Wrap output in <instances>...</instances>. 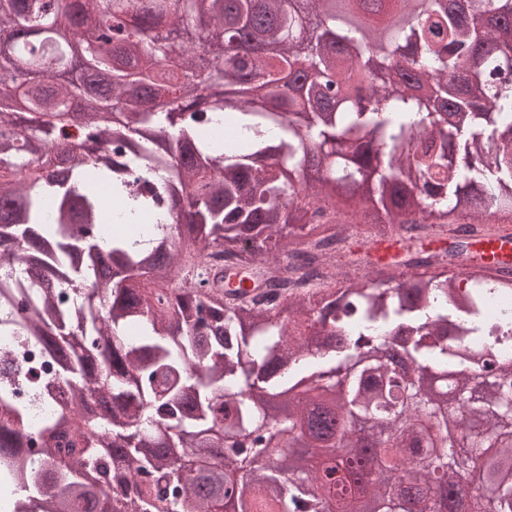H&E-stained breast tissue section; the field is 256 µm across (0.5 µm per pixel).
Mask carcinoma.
Masks as SVG:
<instances>
[{
  "mask_svg": "<svg viewBox=\"0 0 512 512\" xmlns=\"http://www.w3.org/2000/svg\"><path fill=\"white\" fill-rule=\"evenodd\" d=\"M311 2L0 0V333L52 366L0 387L10 512H512V265L470 242L512 224V0Z\"/></svg>",
  "mask_w": 512,
  "mask_h": 512,
  "instance_id": "obj_1",
  "label": "carcinoma"
}]
</instances>
